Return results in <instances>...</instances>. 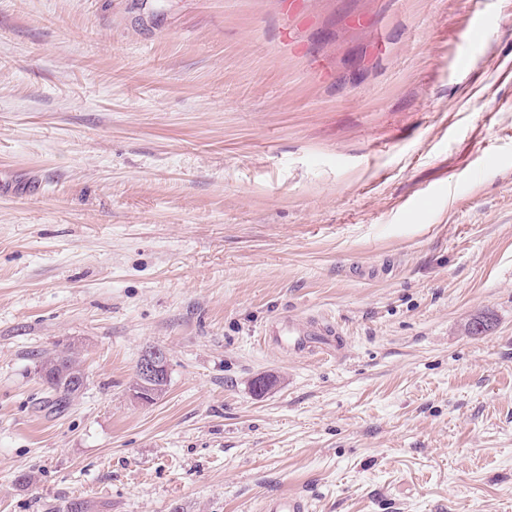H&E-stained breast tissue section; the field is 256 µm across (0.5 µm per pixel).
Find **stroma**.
Returning a JSON list of instances; mask_svg holds the SVG:
<instances>
[{"instance_id":"obj_1","label":"stroma","mask_w":512,"mask_h":512,"mask_svg":"<svg viewBox=\"0 0 512 512\" xmlns=\"http://www.w3.org/2000/svg\"><path fill=\"white\" fill-rule=\"evenodd\" d=\"M0 182V512H512V0H0ZM264 336H269L272 345L280 350L305 355L317 353L328 355L336 353V330L330 326L322 327L320 331L310 330L298 316H288L265 329ZM69 354L67 377L64 374L65 365L62 361L65 351L54 354L53 360H49L47 357L41 361V364L49 362V374L43 380L50 393H52L56 406H65L74 400L73 396L77 389L71 387L69 380L75 387L79 388L76 392L77 397L82 394L86 386L87 375L79 360V350L74 346L69 347ZM169 360L165 350L149 347L142 353L132 384V397L141 403H152L164 394ZM305 498L298 494H281L268 497L261 509L262 512H307Z\"/></svg>"}]
</instances>
